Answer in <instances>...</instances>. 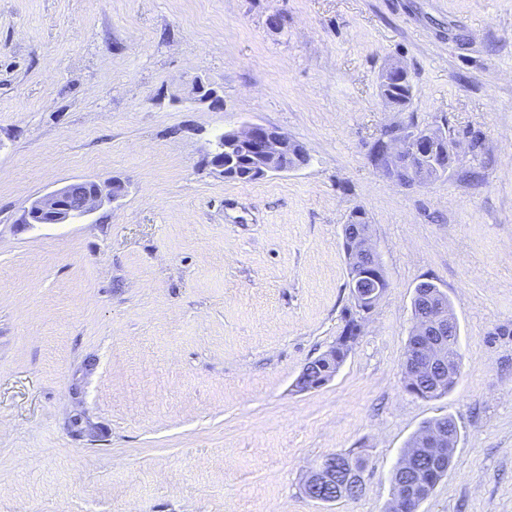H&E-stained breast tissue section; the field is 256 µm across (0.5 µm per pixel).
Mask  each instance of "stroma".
<instances>
[{
	"label": "stroma",
	"instance_id": "obj_1",
	"mask_svg": "<svg viewBox=\"0 0 512 512\" xmlns=\"http://www.w3.org/2000/svg\"><path fill=\"white\" fill-rule=\"evenodd\" d=\"M394 61L403 112L379 87ZM198 78L223 107L191 100ZM247 122L309 163L213 172L216 136ZM392 126L481 146L404 187L371 160ZM115 178V205L19 221ZM356 210L389 286L301 392L354 307ZM424 281L462 355L433 400L404 389ZM445 415L453 464L419 512H512V0H0V512H385L407 441ZM352 450L361 496L307 497L310 468ZM90 182L92 189L79 212L70 210L66 205L65 199L69 185H65L33 200L24 209L21 222L23 224H66L77 217L92 214L105 204L114 203L125 196L126 186L120 181L112 180L103 184L97 181ZM348 352L341 353L340 351H336V346L332 348V350H328L326 357L319 361V364H309L303 369L304 378H307L306 389L307 390H316L327 382H329L333 376L336 375V370L343 363L345 358L347 357ZM331 358V363L333 364L334 359H336V365L330 366L327 363V359ZM322 364H326L325 367H322ZM328 364V365H327Z\"/></svg>",
	"mask_w": 512,
	"mask_h": 512
}]
</instances>
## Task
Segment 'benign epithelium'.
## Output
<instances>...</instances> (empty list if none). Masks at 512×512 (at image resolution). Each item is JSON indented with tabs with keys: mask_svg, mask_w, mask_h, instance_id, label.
Returning <instances> with one entry per match:
<instances>
[{
	"mask_svg": "<svg viewBox=\"0 0 512 512\" xmlns=\"http://www.w3.org/2000/svg\"><path fill=\"white\" fill-rule=\"evenodd\" d=\"M192 98L201 103L220 105L223 102L221 91L197 81L192 88ZM428 132H418L406 129L400 136L382 146H376L372 152V161L386 175L394 180H399L395 169L391 168L390 161L398 156L410 160L421 154L428 146ZM294 143L287 135L260 124H248L239 129L226 131L215 141L214 149L209 156V164L213 170L229 177L233 172L229 170V154L236 148L242 147L254 154L256 165L252 166L251 174L260 179L270 173L288 172L293 167L281 163L284 155L288 153V147ZM68 186H63L44 196L33 200L24 209L21 222L24 224H66L78 216H86L99 210L106 204L114 203L125 196L126 186L120 181L114 180L107 183L92 182V189L85 198L79 212L69 209L65 203ZM343 249L350 261L360 259L365 255H375L377 251L372 242L371 235L367 232L356 231L347 234L343 238ZM348 288L358 306V309L368 315L384 293V290L370 281L361 279V276L349 277ZM428 317L433 325L450 326L453 321L448 319L446 309L435 300V297H426ZM440 331L429 332L417 337L413 350L409 353L404 363V382L407 391L414 396H421L418 389L419 379L432 371L434 366L433 353L438 348L440 340L437 335ZM336 359V350L327 352L326 358L319 364H309L303 369L307 378L306 389L316 390L336 375V366L328 365L327 359ZM341 471L345 481L357 485L361 480L350 460L338 464L336 458L329 456L321 460L308 476L306 491L312 499L322 500L318 492L336 484V471Z\"/></svg>",
	"mask_w": 512,
	"mask_h": 512,
	"instance_id": "obj_1",
	"label": "benign epithelium"
}]
</instances>
